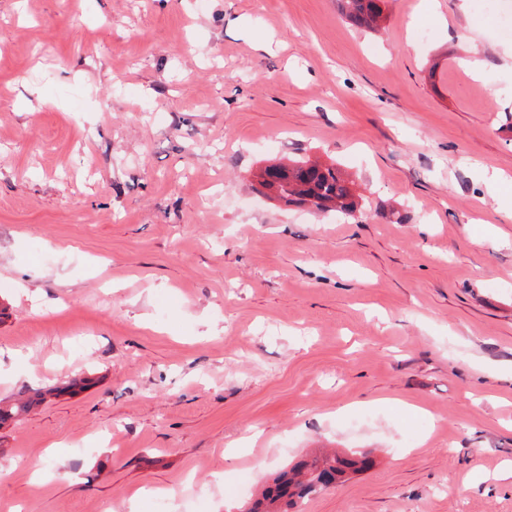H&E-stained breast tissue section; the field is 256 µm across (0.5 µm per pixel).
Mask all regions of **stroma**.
Returning <instances> with one entry per match:
<instances>
[{
	"label": "stroma",
	"instance_id": "1",
	"mask_svg": "<svg viewBox=\"0 0 512 512\" xmlns=\"http://www.w3.org/2000/svg\"><path fill=\"white\" fill-rule=\"evenodd\" d=\"M426 4L0 0V399L92 382L0 428V512H235L324 449L375 464L299 512H512V36ZM294 157L361 212L255 190ZM384 0H341L345 17L354 27L364 31L377 30L384 20Z\"/></svg>",
	"mask_w": 512,
	"mask_h": 512
}]
</instances>
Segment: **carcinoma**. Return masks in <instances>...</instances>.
Here are the masks:
<instances>
[{
	"label": "carcinoma",
	"instance_id": "carcinoma-1",
	"mask_svg": "<svg viewBox=\"0 0 512 512\" xmlns=\"http://www.w3.org/2000/svg\"><path fill=\"white\" fill-rule=\"evenodd\" d=\"M384 0H341L345 17L354 27L377 30L384 20ZM259 185L285 204L309 206L318 211H336L353 216L360 210L361 195L354 193L333 165L308 160L291 164L267 165L256 173ZM40 392L25 401L0 402V427L42 399ZM374 461L364 453L326 452L301 459L279 473L263 487L257 498L238 512H290L298 502L328 488L344 483L350 476L370 469Z\"/></svg>",
	"mask_w": 512,
	"mask_h": 512
}]
</instances>
